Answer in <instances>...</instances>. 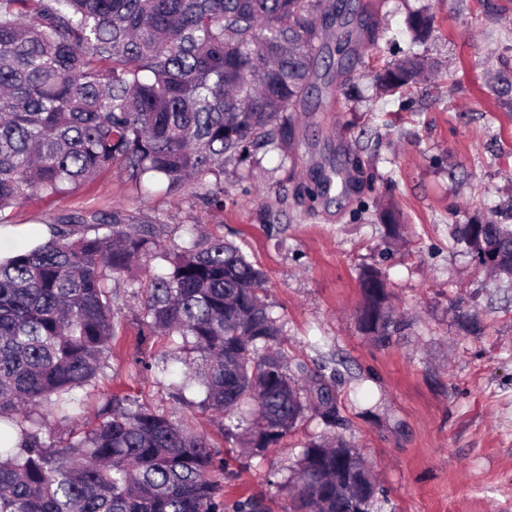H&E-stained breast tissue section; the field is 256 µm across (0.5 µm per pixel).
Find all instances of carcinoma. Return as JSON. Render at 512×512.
<instances>
[{"label":"carcinoma","instance_id":"obj_1","mask_svg":"<svg viewBox=\"0 0 512 512\" xmlns=\"http://www.w3.org/2000/svg\"><path fill=\"white\" fill-rule=\"evenodd\" d=\"M357 19V48L337 71L353 80L355 54L384 36L373 4L335 0H0V212L33 195H60L120 166L136 185L173 192L189 183L223 194L224 164L249 149L287 150L293 113L315 91L318 19ZM407 24L418 44L431 19ZM421 57L388 63L379 89H404ZM161 229L129 230L119 213L52 224L48 236L0 257V512H224L212 479L217 451L191 424L129 395H112L92 429L57 447L47 416L84 412L74 392L111 368L118 311L112 281L145 258L148 329L197 360L170 383L176 403L224 417V439L260 456L309 414L343 422L335 377L292 363L264 296V272L242 247L191 235L158 249ZM474 256L491 245L492 273L512 281V224H465ZM361 329L379 346L405 335L381 271L359 274ZM197 385L201 399L186 397ZM366 460L341 436L304 447L281 512H382Z\"/></svg>","mask_w":512,"mask_h":512}]
</instances>
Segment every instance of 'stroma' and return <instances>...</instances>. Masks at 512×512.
<instances>
[{"label":"stroma","instance_id":"1","mask_svg":"<svg viewBox=\"0 0 512 512\" xmlns=\"http://www.w3.org/2000/svg\"><path fill=\"white\" fill-rule=\"evenodd\" d=\"M385 39L365 48L355 89H331L296 115L288 151L269 146L224 167V204L193 186L173 194L136 188L120 169L56 197H35L0 213V255L27 246L66 215H126L157 221L173 252L189 225L244 249L266 276L267 301L284 348L311 370L336 375L346 420L339 433L371 464L386 512H512V288L453 241L457 226L498 212L512 224V0H374ZM425 8L431 32L420 44L429 79L385 96L377 73L411 44L409 13ZM360 157L359 188L298 199L320 170ZM400 211L408 234L394 245L378 204ZM387 277L411 333L383 348L359 329L358 275ZM148 270L116 288L120 308L111 370L96 394L138 398L224 448L220 420L177 404L159 368L173 353L146 328L140 304ZM478 316L482 335L461 319ZM327 428L314 416L234 475L216 473L224 505L256 496L280 512V484L299 452Z\"/></svg>","mask_w":512,"mask_h":512}]
</instances>
